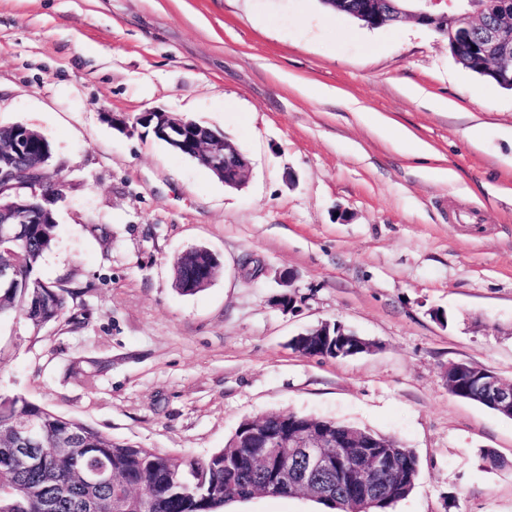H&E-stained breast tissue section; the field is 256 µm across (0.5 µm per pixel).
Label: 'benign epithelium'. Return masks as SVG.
I'll return each mask as SVG.
<instances>
[{
    "label": "benign epithelium",
    "mask_w": 512,
    "mask_h": 512,
    "mask_svg": "<svg viewBox=\"0 0 512 512\" xmlns=\"http://www.w3.org/2000/svg\"><path fill=\"white\" fill-rule=\"evenodd\" d=\"M404 8H396L394 21L412 20L419 25L433 27L434 23H451L450 49L459 60L472 50L470 33L475 25L477 14L468 9L469 0H403ZM479 49L485 59L487 74L502 86L512 88V30L505 22L482 26ZM141 126H150L157 139L170 145L175 151L197 160L204 167L222 179L224 184L242 187L250 176V161L230 138L220 132L209 130L206 137L196 134L194 123L186 118L172 115L162 110H148L129 120H120V127L135 131ZM344 335L345 327L334 321H325L304 333L292 337L288 345L296 348L312 336H323L330 330ZM484 384L503 401L512 404V386L498 382L490 369H485ZM270 419L282 423V429L266 440L271 448L295 449L294 463L282 467L278 480L286 483L288 476L298 478L306 495L315 498L316 485L320 477L333 466V449L343 448L346 440L334 437L324 427L309 426L293 432L295 426L283 415L270 414ZM17 445L27 453L30 460H38L36 448L40 437L36 426L24 423L15 428Z\"/></svg>",
    "instance_id": "1"
}]
</instances>
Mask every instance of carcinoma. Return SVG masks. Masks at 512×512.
Listing matches in <instances>:
<instances>
[{"instance_id": "cac0c4a2", "label": "carcinoma", "mask_w": 512, "mask_h": 512, "mask_svg": "<svg viewBox=\"0 0 512 512\" xmlns=\"http://www.w3.org/2000/svg\"><path fill=\"white\" fill-rule=\"evenodd\" d=\"M28 165L19 173L20 187L0 193L12 206L0 210V219L29 212L41 203L34 224L22 225L24 240L12 251H0V263L11 274L0 280V318L25 313V331L37 336L60 320L74 292L66 283H48L39 273L42 259L55 242V210L59 179H41L51 157L48 143L31 131L27 140ZM206 259L199 250L188 251L173 265L176 289L198 292L205 279ZM480 370L468 365L448 367V390L463 399L480 402L511 417L484 400L478 383ZM36 423L40 434L39 462L16 457L13 429L23 422ZM359 444L347 449L336 472L320 485L324 496L317 502L332 512H355L350 473L371 452L375 436L356 432ZM378 449L392 459L386 470L370 475L373 509L387 512L413 490L419 475L415 454L394 440ZM292 448H265L257 439H236L205 457L162 454L153 448L120 441L85 421L61 415L20 394H0V512H223L226 504L245 501L267 491ZM96 469L112 473V482L95 483L88 474Z\"/></svg>"}]
</instances>
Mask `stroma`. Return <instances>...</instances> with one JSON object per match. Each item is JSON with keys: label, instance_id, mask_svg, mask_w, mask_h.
<instances>
[{"label": "stroma", "instance_id": "stroma-1", "mask_svg": "<svg viewBox=\"0 0 512 512\" xmlns=\"http://www.w3.org/2000/svg\"><path fill=\"white\" fill-rule=\"evenodd\" d=\"M151 109L224 132L247 185L112 126ZM16 124L51 145L64 187L40 274L75 296L35 338L23 313L0 319L1 393L190 457L247 419H332L417 456L388 512H512V419L448 390L456 362L512 381V90L446 38L320 0H0V126ZM197 246L222 270L183 295L170 262ZM284 272L291 312L272 302ZM325 320L374 350L289 347ZM224 512L324 508L259 495Z\"/></svg>", "mask_w": 512, "mask_h": 512}]
</instances>
